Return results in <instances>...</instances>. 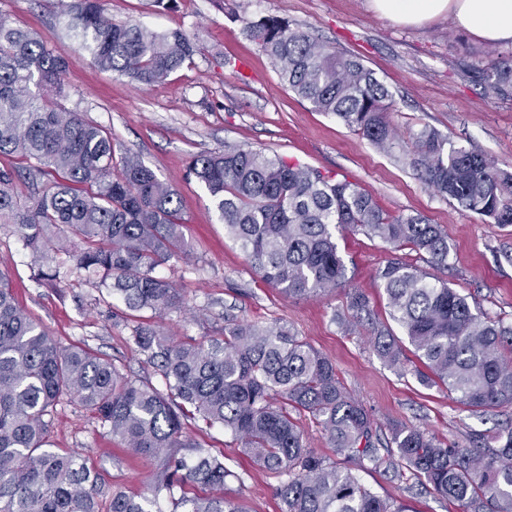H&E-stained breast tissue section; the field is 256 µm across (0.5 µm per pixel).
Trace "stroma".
Returning <instances> with one entry per match:
<instances>
[{
	"label": "stroma",
	"instance_id": "stroma-1",
	"mask_svg": "<svg viewBox=\"0 0 512 512\" xmlns=\"http://www.w3.org/2000/svg\"><path fill=\"white\" fill-rule=\"evenodd\" d=\"M119 24L178 29L197 46L161 85L140 88L130 78L104 72L58 24L44 0H0V16L36 34L67 66L69 87L61 104L111 132L122 150L138 157L174 188L192 248L186 259L160 266V277L184 294V309L168 314L163 331L180 341L221 335L231 322L280 323L329 357L345 385L374 418L379 435L406 423L452 442L469 432L494 434L512 422L511 409L483 414L463 410L439 387L398 376L372 351L364 329L348 333L334 315L346 307L344 289L315 298H291L264 284L239 245L225 235L205 186L189 173L193 156L227 146L251 147L291 163L314 167L372 192L390 214L418 213L448 235V265L419 260L420 269L444 280L492 315L512 318V226L465 210L425 187L408 163L378 150L335 116L314 111L279 78L271 60L244 29L245 19H288L337 50L359 56L392 92L389 112L402 136L430 127L456 146L487 155L512 174V97H485L475 71L512 52V43H486L441 17L404 26L372 11L369 0H176L155 12L151 0H104ZM348 286L365 292L378 311L386 295L375 272L392 252L360 232L336 235ZM69 277L59 286L38 281L28 253L0 228V272L16 302L64 345L111 357L134 379L163 387L131 341L132 329L151 320L97 287L72 258L62 260ZM183 434L234 472L227 495L248 512H281L280 477L256 465L241 443L200 417L182 420ZM53 448L79 453L104 475L110 489L148 496L150 470L112 440L98 419L78 403L57 407L48 434ZM361 481L381 497L412 512H448L410 475L381 468L360 471Z\"/></svg>",
	"mask_w": 512,
	"mask_h": 512
}]
</instances>
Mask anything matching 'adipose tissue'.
<instances>
[{"instance_id": "ef3b65f1", "label": "adipose tissue", "mask_w": 512, "mask_h": 512, "mask_svg": "<svg viewBox=\"0 0 512 512\" xmlns=\"http://www.w3.org/2000/svg\"><path fill=\"white\" fill-rule=\"evenodd\" d=\"M380 16L410 26L449 17L456 28L489 43L512 40V0H370Z\"/></svg>"}]
</instances>
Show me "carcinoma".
I'll return each mask as SVG.
<instances>
[{
    "label": "carcinoma",
    "mask_w": 512,
    "mask_h": 512,
    "mask_svg": "<svg viewBox=\"0 0 512 512\" xmlns=\"http://www.w3.org/2000/svg\"><path fill=\"white\" fill-rule=\"evenodd\" d=\"M94 66L142 87L167 80L195 46L178 30L116 24L101 0H46ZM248 35L281 80L314 111L338 118L379 150L410 157L424 184L458 206L512 225V174L425 127L406 142L390 121L388 88L362 60L276 16L245 20ZM490 97L512 96V55L478 73ZM67 69L42 40L0 17V153L21 169L0 170V219L11 226L40 276L60 283L59 253L127 310L157 317L184 305L156 269L186 255L178 194L111 133L62 108ZM189 173L207 189L224 233L239 243L259 278L290 297L324 296L346 286L336 230H361L396 256L376 272L389 316L422 365L425 387L443 386L474 413L512 408V321L473 305L446 282H431L399 252L448 266V235L421 215H391L359 184L262 151L224 147L192 158ZM33 189L22 200L17 183ZM349 331L370 326V345L387 366L407 370L392 329L367 295L346 293ZM132 340L165 389L137 382L112 360L67 347L20 308L0 272V512H148L162 498L183 512H246L224 497L232 472L219 459L183 449L181 419L192 412L220 424L254 463L286 477L281 512H409L360 482L370 463L409 472L454 512H512V425L467 443L442 441L394 424L381 439L371 414L341 382L333 362L285 325L234 324L224 336L183 343L150 325ZM69 398L112 438L152 466V499L112 491L69 450L47 447L51 416ZM305 412L343 456L328 463L306 448L292 412Z\"/></svg>",
    "instance_id": "obj_1"
}]
</instances>
